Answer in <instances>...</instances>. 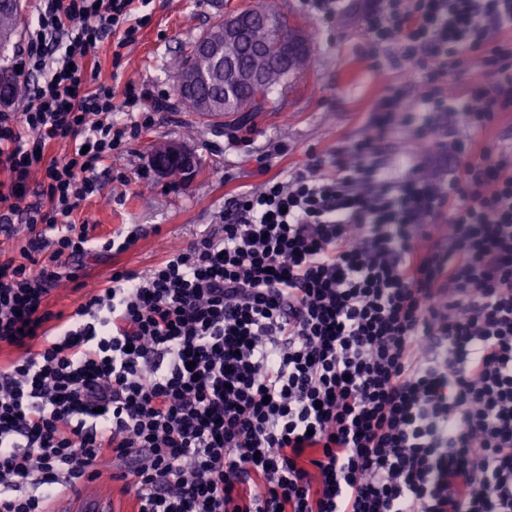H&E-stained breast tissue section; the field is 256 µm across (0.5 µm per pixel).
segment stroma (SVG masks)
I'll return each instance as SVG.
<instances>
[{"instance_id":"stroma-1","label":"stroma","mask_w":512,"mask_h":512,"mask_svg":"<svg viewBox=\"0 0 512 512\" xmlns=\"http://www.w3.org/2000/svg\"><path fill=\"white\" fill-rule=\"evenodd\" d=\"M261 5L305 25L309 68L292 87L276 89L273 107L244 125L230 118L218 125L177 106L154 113L152 125L129 149L102 165L103 195L87 201L79 215L99 237L136 230L119 264L150 268L196 233L221 223L231 196L304 166L310 154L329 155L358 140L372 120L373 101L390 86H399L406 98L420 97L421 87L407 79L397 46L370 45L357 17L323 19L307 0H151V21L133 45L120 50L112 38L99 45L98 79L119 95L129 85L154 92L172 89V58L186 53L218 20ZM117 51L122 54L118 60L113 57ZM167 142L181 143L197 156L191 174L175 179L153 169V148ZM413 152L409 129H395L379 143V159L396 177L405 172ZM119 171L128 175V183L115 181ZM119 194L124 205H112L111 197Z\"/></svg>"}]
</instances>
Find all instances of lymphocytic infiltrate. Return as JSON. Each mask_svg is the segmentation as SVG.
<instances>
[{
	"label": "lymphocytic infiltrate",
	"instance_id": "lymphocytic-infiltrate-1",
	"mask_svg": "<svg viewBox=\"0 0 512 512\" xmlns=\"http://www.w3.org/2000/svg\"><path fill=\"white\" fill-rule=\"evenodd\" d=\"M148 3L37 0L14 55L39 82L0 110V512H48L106 469L136 512H512V164L484 138L512 112V0H311L399 44L420 104L387 91L332 174L315 155L236 195L65 316L55 287L134 241L75 216L165 98L88 81ZM470 59L483 80L448 97ZM420 112L465 113L471 135ZM396 114L426 148L391 178Z\"/></svg>",
	"mask_w": 512,
	"mask_h": 512
}]
</instances>
